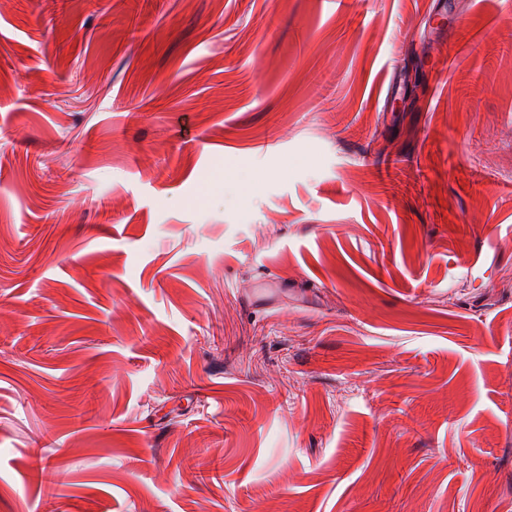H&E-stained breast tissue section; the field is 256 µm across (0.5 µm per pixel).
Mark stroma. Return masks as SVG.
I'll list each match as a JSON object with an SVG mask.
<instances>
[{"mask_svg":"<svg viewBox=\"0 0 512 512\" xmlns=\"http://www.w3.org/2000/svg\"><path fill=\"white\" fill-rule=\"evenodd\" d=\"M0 512H512V0H0Z\"/></svg>","mask_w":512,"mask_h":512,"instance_id":"stroma-1","label":"stroma"}]
</instances>
